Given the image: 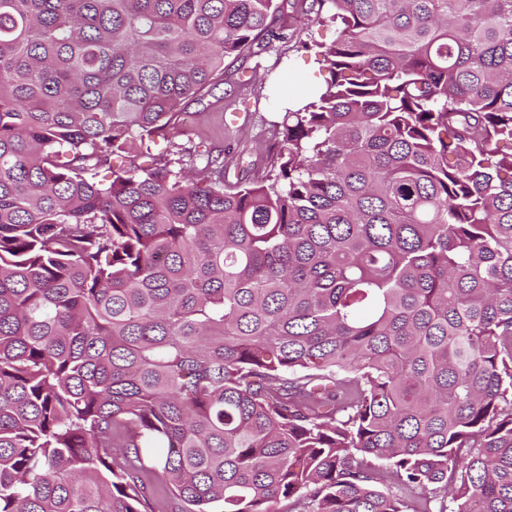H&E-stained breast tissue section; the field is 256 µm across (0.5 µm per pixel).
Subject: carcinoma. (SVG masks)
Instances as JSON below:
<instances>
[{
	"instance_id": "obj_1",
	"label": "carcinoma",
	"mask_w": 512,
	"mask_h": 512,
	"mask_svg": "<svg viewBox=\"0 0 512 512\" xmlns=\"http://www.w3.org/2000/svg\"><path fill=\"white\" fill-rule=\"evenodd\" d=\"M274 2L0 0V512H512V0H313L270 169L188 178Z\"/></svg>"
}]
</instances>
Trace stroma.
Segmentation results:
<instances>
[{
  "instance_id": "stroma-1",
  "label": "stroma",
  "mask_w": 512,
  "mask_h": 512,
  "mask_svg": "<svg viewBox=\"0 0 512 512\" xmlns=\"http://www.w3.org/2000/svg\"><path fill=\"white\" fill-rule=\"evenodd\" d=\"M311 0H276L274 29L277 39L255 46L252 53L224 63V82L202 102L190 103V126L181 128L168 140H158L152 151L174 154L177 146L202 143L224 151V174L228 182L263 176L270 161L272 130L288 95L299 94L312 83L323 80L326 71L302 42L313 39L331 44L336 38L333 25H316L301 31L298 22ZM239 113L230 123L226 113Z\"/></svg>"
}]
</instances>
